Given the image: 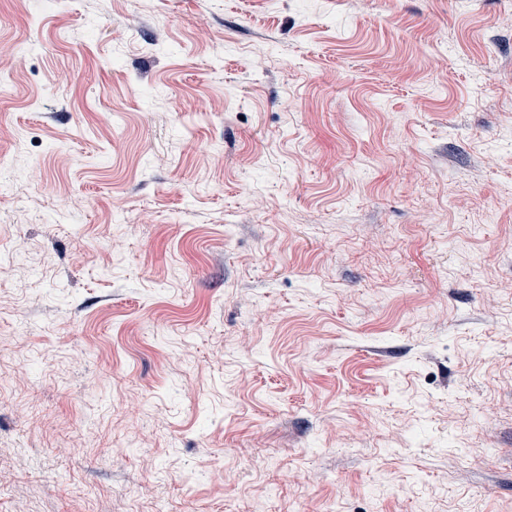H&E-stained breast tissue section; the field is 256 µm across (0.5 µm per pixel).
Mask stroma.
<instances>
[{
  "mask_svg": "<svg viewBox=\"0 0 512 512\" xmlns=\"http://www.w3.org/2000/svg\"><path fill=\"white\" fill-rule=\"evenodd\" d=\"M0 512H512V0H0Z\"/></svg>",
  "mask_w": 512,
  "mask_h": 512,
  "instance_id": "stroma-1",
  "label": "stroma"
}]
</instances>
